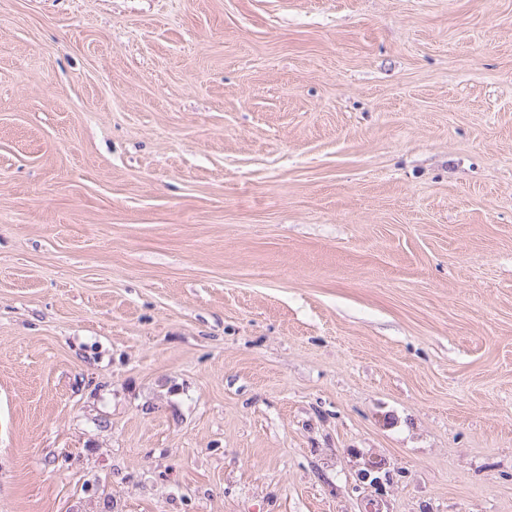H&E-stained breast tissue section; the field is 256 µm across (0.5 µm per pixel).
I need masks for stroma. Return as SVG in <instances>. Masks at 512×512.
Segmentation results:
<instances>
[{
    "label": "stroma",
    "mask_w": 512,
    "mask_h": 512,
    "mask_svg": "<svg viewBox=\"0 0 512 512\" xmlns=\"http://www.w3.org/2000/svg\"><path fill=\"white\" fill-rule=\"evenodd\" d=\"M0 512H512V0H0Z\"/></svg>",
    "instance_id": "1"
}]
</instances>
